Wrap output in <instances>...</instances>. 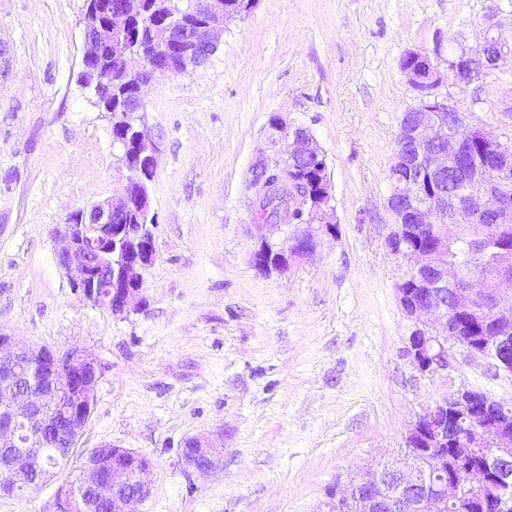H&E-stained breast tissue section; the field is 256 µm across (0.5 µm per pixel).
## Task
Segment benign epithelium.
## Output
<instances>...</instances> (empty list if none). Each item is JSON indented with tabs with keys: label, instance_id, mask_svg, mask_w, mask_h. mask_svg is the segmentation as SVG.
Masks as SVG:
<instances>
[{
	"label": "benign epithelium",
	"instance_id": "7a95c632",
	"mask_svg": "<svg viewBox=\"0 0 512 512\" xmlns=\"http://www.w3.org/2000/svg\"><path fill=\"white\" fill-rule=\"evenodd\" d=\"M107 0H87L86 13L95 18L84 23V48L81 59V84L99 93L109 83L105 73L94 66L103 46L112 45V32L123 26L125 16L112 13ZM185 12L199 14L204 21L194 27L174 17L150 25L152 47L156 53L176 52L175 64L158 68L150 63L144 50L125 48L127 72L134 78V94L119 111L106 104L112 124L124 129L117 140L121 160L128 170L123 193L88 208L69 214L57 226L54 237L59 242L55 252L57 267L66 275L70 288L93 306L114 315L138 309L142 303V272L155 258L152 229L142 224H114L112 215L138 205L151 210L149 172L156 165V144L145 124V88L158 77L183 74L204 65L218 48L219 36L227 20L238 16L224 0H190ZM512 52L501 24H490L482 41L474 48L459 47L449 55L446 70L430 54L409 50L400 66L410 87L416 92L417 105L410 109L412 119L402 116L391 168L400 172L390 181L386 199L395 222L388 225L385 246L406 266L396 289V298L404 315L413 323L409 337L410 354L415 367L434 376L448 370L451 358L448 345L464 343V337L451 335L455 317L489 318L502 334L489 341V348H467L475 358L492 361L494 368L512 376V256L500 262L499 273L477 291L460 272L459 265L448 260V241L474 236L479 232L485 211L503 229L512 227V146L498 136L492 137V150L500 167L490 170L474 160L466 165L463 181L455 192L437 187L424 192L428 183L448 172V160L465 155L467 132L453 121L460 109L439 88L451 78L470 83L496 68ZM271 152H260L251 167L252 201L259 202L267 185L261 172L280 169L284 178L274 190L285 197L295 194L297 180L288 176L300 157H320L322 152L313 136L303 127H293L280 114L269 118ZM316 191L308 194L307 213L317 217L311 224H301L281 239L276 224H258L263 231L252 256H265L256 270L265 275L284 273L313 256L324 238H336L338 222L331 205V186L327 172L315 178ZM431 227L435 244L427 248H401L406 238ZM453 291L452 305H444L437 289ZM42 362L40 378L31 383L25 370ZM99 377L96 359L85 349L73 346L65 351L36 348L20 341L14 334L0 330V495H13L23 486L32 467L35 445L42 431L63 416L68 425L58 430V437L70 445L84 433L92 414ZM508 406L477 388H460L435 401L419 414L404 438V458L371 464L364 470L351 471L339 480V490L326 497L320 512H339L337 504L354 512H386L401 500L406 512H447L448 504L473 506L478 512H512V501L500 492L490 494L496 483L512 486V468L507 453L478 466L455 459L464 469V481L439 480L427 473L429 463L442 461V450L456 443L468 448H511L512 427L506 425ZM28 440L20 442L19 429ZM215 442L194 438L185 449L186 465L203 472L216 463ZM149 460L128 449H112V479L104 476L98 449L82 454L76 488L63 485L56 498L57 512H85L89 500L107 506L108 512H136L138 504L150 493L144 475ZM374 486L385 496L365 498L359 488Z\"/></svg>",
	"mask_w": 512,
	"mask_h": 512
}]
</instances>
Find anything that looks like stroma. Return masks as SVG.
<instances>
[{
  "label": "stroma",
  "instance_id": "stroma-1",
  "mask_svg": "<svg viewBox=\"0 0 512 512\" xmlns=\"http://www.w3.org/2000/svg\"><path fill=\"white\" fill-rule=\"evenodd\" d=\"M86 0H0V328L30 345L85 347L100 367L77 448L109 443L151 463L138 512H316L338 476L398 454L435 400L474 387L512 403V377L455 347L422 375L396 299L404 267L387 250L389 167L417 103L409 50L477 46L512 0H255L201 67L157 82L146 124L155 260L145 302L125 317L75 294L53 230L119 193L112 117L77 74ZM473 124L512 144V57L466 86L443 85ZM281 114L326 159L340 228L285 274L252 263L250 170ZM220 439L201 474L187 441ZM67 471L0 495V512H55Z\"/></svg>",
  "mask_w": 512,
  "mask_h": 512
}]
</instances>
